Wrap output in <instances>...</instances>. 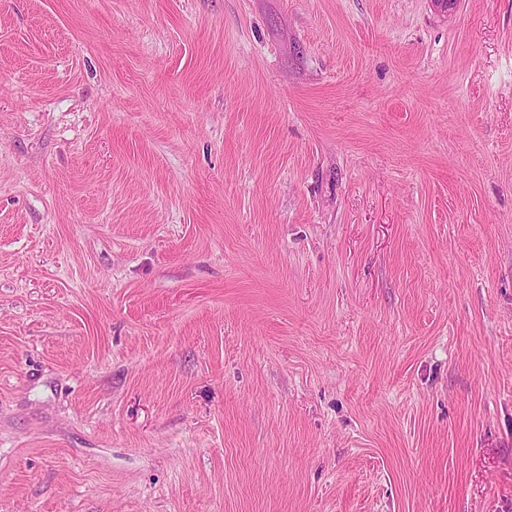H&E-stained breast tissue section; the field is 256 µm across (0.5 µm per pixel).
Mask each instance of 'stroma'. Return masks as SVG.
Segmentation results:
<instances>
[{"label": "stroma", "mask_w": 512, "mask_h": 512, "mask_svg": "<svg viewBox=\"0 0 512 512\" xmlns=\"http://www.w3.org/2000/svg\"><path fill=\"white\" fill-rule=\"evenodd\" d=\"M0 512H512V0H0Z\"/></svg>", "instance_id": "1"}]
</instances>
